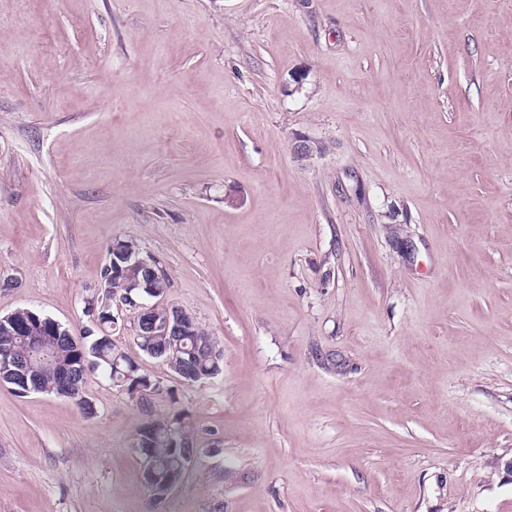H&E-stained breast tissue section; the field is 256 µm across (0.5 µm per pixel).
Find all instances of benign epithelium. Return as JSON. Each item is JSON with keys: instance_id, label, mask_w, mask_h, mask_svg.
<instances>
[{"instance_id": "benign-epithelium-1", "label": "benign epithelium", "mask_w": 512, "mask_h": 512, "mask_svg": "<svg viewBox=\"0 0 512 512\" xmlns=\"http://www.w3.org/2000/svg\"><path fill=\"white\" fill-rule=\"evenodd\" d=\"M293 152L300 160H311L325 154L327 149L314 138L299 136L293 144ZM112 253L116 254V258L112 259V274L127 281V292L121 295L113 294V301L118 311L125 306L136 310V322L134 327L130 328L133 338H143L140 348L146 353L155 352L161 336L168 338V342L163 344L164 348L177 351V341L174 337L187 335L197 325L196 318L182 308L174 306L168 308L169 317L166 324H157L155 315L168 289L153 284L144 286L138 279V272L154 270L153 263L147 256H138L133 260L125 259L124 249L116 244L112 245ZM1 325L10 327L12 335L22 337L27 346L20 355L12 350L0 352L1 372H9L14 368L24 376H31L36 391L45 387L55 391L59 396L74 401L85 396L83 385L73 378L71 365L57 358L55 351L46 344V337L59 332L56 321L49 317L42 319L31 309L19 308L0 316ZM130 378L131 373L122 371L120 375L114 377L113 386L132 399L144 395L143 390L128 387L127 382Z\"/></svg>"}]
</instances>
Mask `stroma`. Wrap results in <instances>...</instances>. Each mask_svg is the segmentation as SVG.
<instances>
[{"mask_svg":"<svg viewBox=\"0 0 512 512\" xmlns=\"http://www.w3.org/2000/svg\"><path fill=\"white\" fill-rule=\"evenodd\" d=\"M115 238L224 348L112 334L199 451L154 504L109 380L0 384V512H512V0H0V315ZM293 152L300 160H311L327 152L324 144L308 136H299L293 144Z\"/></svg>","mask_w":512,"mask_h":512,"instance_id":"obj_1","label":"stroma"}]
</instances>
